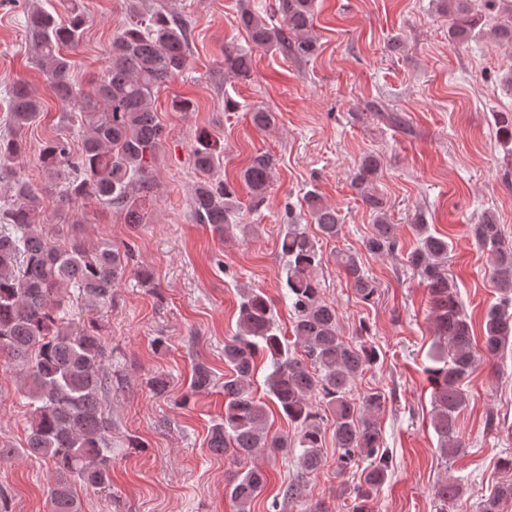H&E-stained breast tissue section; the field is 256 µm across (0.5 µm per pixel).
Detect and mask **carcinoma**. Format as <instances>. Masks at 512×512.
Returning a JSON list of instances; mask_svg holds the SVG:
<instances>
[{"label":"carcinoma","mask_w":512,"mask_h":512,"mask_svg":"<svg viewBox=\"0 0 512 512\" xmlns=\"http://www.w3.org/2000/svg\"><path fill=\"white\" fill-rule=\"evenodd\" d=\"M507 0H448L452 24L448 37L465 41L488 26L485 10ZM282 25L274 26L252 8L241 5L235 16L252 44L293 59H308L318 50L313 33L314 0H277ZM506 20L491 26L494 37L512 45V4L504 9ZM83 15L78 8L61 22L49 12L32 9L26 28L33 40L35 57L45 72L49 90L87 117L80 155H71L68 141L54 139L42 148L39 162L48 171H74L67 196L77 201L92 199L126 211L131 224L138 223L133 193L149 183V167L163 137L164 128L153 109L152 98L184 69L189 34L171 14L156 10L146 18L133 16L112 40V60L84 95L70 79V60L64 50L82 35ZM224 68L247 80L252 72L248 52L224 53ZM42 112L40 98L22 84L8 92L9 134L0 137V182L11 183V202L0 207V359L26 373L30 386L29 428L23 453L46 462L54 476L49 492V512H80L73 487L94 490L111 486L112 425L103 406L112 390L108 372L111 352L101 328L93 319L68 318L63 311L62 291L72 286L88 310L112 305V292L128 265V252L108 243L89 245L72 241L56 245L35 223L42 200L8 162L25 153L22 135ZM252 123L270 127L275 114L259 105L251 112ZM497 140L512 152V113L496 120ZM196 169L205 179L194 189L196 218L209 224L219 236L249 225L239 221L241 201L233 183L213 181L220 157L206 135L198 137L193 150ZM380 158L367 154L351 180L352 187L373 215L372 229L364 240L371 254H396L400 243L396 226L388 219L387 201L371 190ZM274 169L268 153H256L239 171L249 190L250 207L265 202ZM308 215L322 237L332 239L342 231L341 217L315 189L305 195ZM417 246L403 256L428 290L434 320L432 365L426 373L433 385V426L442 459L459 448L458 418L469 405L465 380L477 363L472 321L460 304L455 284L448 277V237L431 232L429 225H413ZM478 247L487 252L491 280L500 293L483 320V352L495 357L512 341V244L506 242L496 216L486 211L470 225ZM281 254L287 258L288 308L293 313V345L276 334L271 301L258 288L240 295L237 331L224 344V417L209 430V448L232 451L242 465L229 483L230 497L238 512H250L252 501L263 491L265 473L247 461L259 450L302 449L301 468L312 473L321 463L325 428H330L340 450L339 465L346 467L361 458L368 462L363 482L354 489L351 512H372L371 503L393 470V459L382 448L380 430L373 420L385 400L379 390L353 395L359 378L379 360L367 340L357 344L342 339L336 307L321 295L316 271L322 263L318 240L288 216L280 237ZM338 263L355 295L368 303L377 294L376 281L363 271L358 255L342 251ZM302 348L295 357L291 347ZM271 363L264 395L253 390L256 362ZM213 373L204 364L193 370L190 390L213 385ZM294 424L293 439L271 438L268 424L273 411ZM462 486L446 480L435 486L437 512H447L457 501ZM512 500V480L497 487L482 504L481 512H500Z\"/></svg>","instance_id":"1"}]
</instances>
